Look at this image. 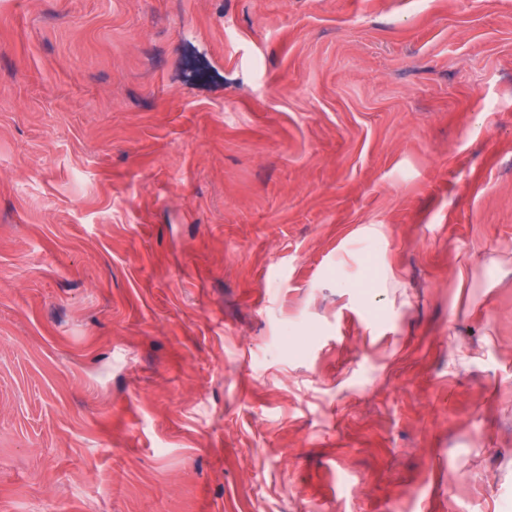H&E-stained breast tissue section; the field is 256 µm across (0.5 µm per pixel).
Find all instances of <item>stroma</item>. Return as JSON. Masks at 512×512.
Here are the masks:
<instances>
[{"mask_svg":"<svg viewBox=\"0 0 512 512\" xmlns=\"http://www.w3.org/2000/svg\"><path fill=\"white\" fill-rule=\"evenodd\" d=\"M0 512H512V0H0Z\"/></svg>","mask_w":512,"mask_h":512,"instance_id":"1","label":"stroma"}]
</instances>
